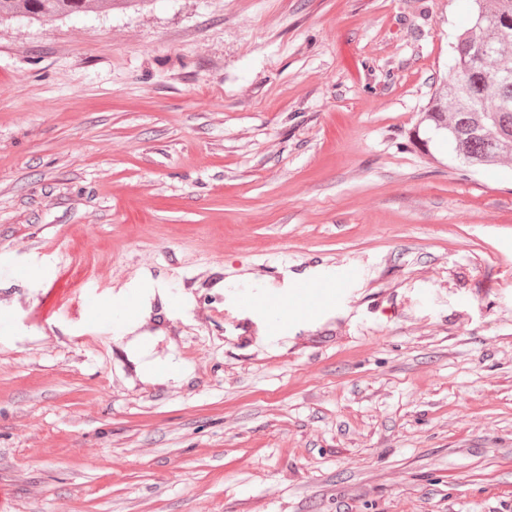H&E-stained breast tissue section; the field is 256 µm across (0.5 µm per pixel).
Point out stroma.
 Returning a JSON list of instances; mask_svg holds the SVG:
<instances>
[{"mask_svg": "<svg viewBox=\"0 0 512 512\" xmlns=\"http://www.w3.org/2000/svg\"><path fill=\"white\" fill-rule=\"evenodd\" d=\"M470 10L0 20V512H512V162L414 136ZM146 286L155 383L124 320H35ZM335 280L307 283L299 288L291 297L278 294H248L244 306L266 316L268 324L275 329L282 327L289 321L309 316L318 310V301H325L328 293L323 288L334 287ZM316 296V304L309 300V296ZM149 338L150 335H147L146 333L131 336L124 347V351L127 357L136 363L137 366L135 369L137 374L141 378L153 380L159 378L158 371L161 366L152 361H141L142 357H146L148 355V350L151 346Z\"/></svg>", "mask_w": 512, "mask_h": 512, "instance_id": "35a3bbf8", "label": "stroma"}]
</instances>
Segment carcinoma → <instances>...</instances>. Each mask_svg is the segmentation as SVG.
<instances>
[{
    "instance_id": "carcinoma-1",
    "label": "carcinoma",
    "mask_w": 512,
    "mask_h": 512,
    "mask_svg": "<svg viewBox=\"0 0 512 512\" xmlns=\"http://www.w3.org/2000/svg\"><path fill=\"white\" fill-rule=\"evenodd\" d=\"M471 26L452 44L454 79L422 119L448 156L465 167L512 159V0H472ZM112 0H0V20L23 14L50 21Z\"/></svg>"
}]
</instances>
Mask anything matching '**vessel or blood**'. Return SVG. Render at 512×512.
Masks as SVG:
<instances>
[{
  "instance_id": "vessel-or-blood-1",
  "label": "vessel or blood",
  "mask_w": 512,
  "mask_h": 512,
  "mask_svg": "<svg viewBox=\"0 0 512 512\" xmlns=\"http://www.w3.org/2000/svg\"><path fill=\"white\" fill-rule=\"evenodd\" d=\"M326 297L323 283L313 282L305 284L302 290L296 291L289 297L272 293L250 294L246 296L244 305L246 308L262 313L268 318L270 326L277 329L295 318L316 312L318 302L325 300ZM137 306L138 301L132 296L105 307L101 306L96 297L90 296L86 299L87 310L99 317L114 313L128 317L134 314Z\"/></svg>"
}]
</instances>
